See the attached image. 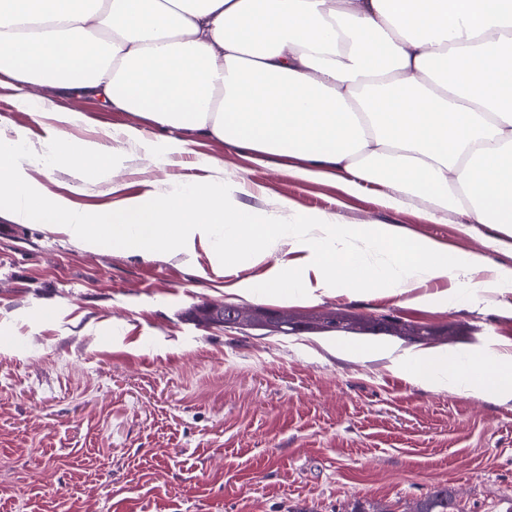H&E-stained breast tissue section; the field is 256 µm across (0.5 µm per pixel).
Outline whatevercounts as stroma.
Returning a JSON list of instances; mask_svg holds the SVG:
<instances>
[{"label":"stroma","mask_w":512,"mask_h":512,"mask_svg":"<svg viewBox=\"0 0 512 512\" xmlns=\"http://www.w3.org/2000/svg\"><path fill=\"white\" fill-rule=\"evenodd\" d=\"M43 111L81 112L63 141L110 145V132L146 129L94 98L34 89ZM0 84V130L21 134L29 173L81 209L102 210L180 182L245 181L240 201L349 228L397 224L410 236L512 262V237L426 204L383 205L380 187L347 193L277 162L185 133L167 165L129 148L113 177L83 182L74 166L44 167L45 125ZM270 255L243 269L194 255H144L106 242L88 249L62 229L0 218V512H351L368 501L413 512L438 485L460 512H505L512 498V399L484 401L411 382L397 366L415 346L387 334H345L366 345L340 355L336 336L310 329L343 313L394 317L431 330L428 350L512 352V294L483 293L448 310L374 293L318 301L243 297ZM208 304L278 311L302 322L284 336L197 321Z\"/></svg>","instance_id":"35a3bbf8"}]
</instances>
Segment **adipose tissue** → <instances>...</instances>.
<instances>
[{"label":"adipose tissue","mask_w":512,"mask_h":512,"mask_svg":"<svg viewBox=\"0 0 512 512\" xmlns=\"http://www.w3.org/2000/svg\"><path fill=\"white\" fill-rule=\"evenodd\" d=\"M13 81L19 107L36 111L30 89L97 98L157 130L126 143L160 159L183 152L182 130L250 152L256 163L289 162L304 180L334 178L354 193L385 189L393 208L427 203L431 220L454 211L512 237V0H0V82ZM22 136L0 131V217L60 226L97 248L103 238L143 254L194 253L242 266L258 254L282 260L240 292L357 298L416 296L450 309L481 291L512 293V267L405 239L395 224L354 234L325 215L284 220L237 202L242 183H181L165 194L125 199L103 211L77 208L34 180ZM121 150L95 141L50 140L47 163L76 162L81 179L118 165ZM388 256L368 266L349 246ZM484 273L474 282L476 273ZM422 386L487 400L512 397V354L425 352L403 364Z\"/></svg>","instance_id":"1"}]
</instances>
